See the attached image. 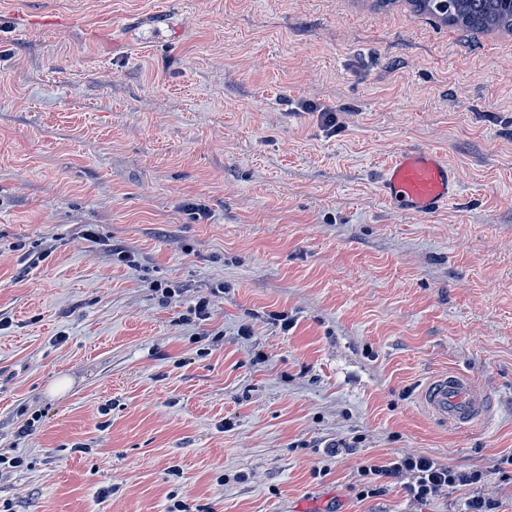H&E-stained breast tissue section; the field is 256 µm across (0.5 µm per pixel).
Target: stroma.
<instances>
[{"instance_id": "35a3bbf8", "label": "stroma", "mask_w": 512, "mask_h": 512, "mask_svg": "<svg viewBox=\"0 0 512 512\" xmlns=\"http://www.w3.org/2000/svg\"><path fill=\"white\" fill-rule=\"evenodd\" d=\"M410 146L459 175L436 214L378 191ZM0 317L11 512H512V32L407 0H0ZM449 371L488 422L419 403ZM406 452L483 478L362 496ZM425 410L438 422L468 430L488 419L486 395L466 374L450 371L419 391Z\"/></svg>"}]
</instances>
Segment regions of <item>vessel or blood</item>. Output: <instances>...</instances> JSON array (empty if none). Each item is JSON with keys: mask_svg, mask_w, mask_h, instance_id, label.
<instances>
[{"mask_svg": "<svg viewBox=\"0 0 512 512\" xmlns=\"http://www.w3.org/2000/svg\"><path fill=\"white\" fill-rule=\"evenodd\" d=\"M380 192L389 204L423 216L438 212L457 199L456 172L437 151L414 147L403 150L385 168ZM419 399L438 422L467 430L488 419L487 399L466 374L451 371L425 384Z\"/></svg>", "mask_w": 512, "mask_h": 512, "instance_id": "1", "label": "vessel or blood"}]
</instances>
